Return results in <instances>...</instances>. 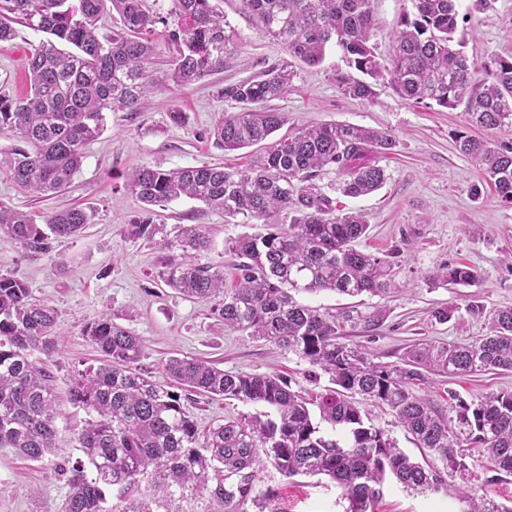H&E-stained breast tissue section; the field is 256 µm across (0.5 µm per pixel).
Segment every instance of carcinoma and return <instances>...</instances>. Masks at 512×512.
Returning a JSON list of instances; mask_svg holds the SVG:
<instances>
[{
  "label": "carcinoma",
  "mask_w": 512,
  "mask_h": 512,
  "mask_svg": "<svg viewBox=\"0 0 512 512\" xmlns=\"http://www.w3.org/2000/svg\"><path fill=\"white\" fill-rule=\"evenodd\" d=\"M0 0V42L14 38L12 24L47 34L27 58L30 91L23 98L0 95V172L38 196L60 192L79 171L84 148L104 130L108 112L140 111L141 99L189 87L224 68L236 34L224 17L223 0ZM260 33L281 44L288 59L262 74L220 90L237 111L222 113L208 130L215 147L236 151L267 140L288 115L267 103L288 94L296 65L316 67L329 46L348 71L333 79L347 98L370 101L380 83L405 101L444 108L465 105L472 122L487 130L512 124V55H495L477 72L457 49L458 0H412L414 12L396 23L393 54L382 59L372 44L373 0H242ZM120 20V32L99 35L104 14ZM167 49L168 68L157 75L155 59ZM459 151L494 186L497 201L512 207V145L456 134ZM396 138L362 126L333 123L298 128L269 143L263 156L240 169L201 165L165 170L140 166L125 188L141 202L127 237L159 250L157 277L192 299L222 296L216 313L224 327L276 344L329 376L335 388L312 402L272 372L224 371L201 359L171 358L170 379L200 395L222 396L265 410L227 418L201 433L181 395L138 368L142 339L110 316L84 326L96 364L74 372L69 402L85 413L76 437L87 464L65 476L68 493L60 512H108L107 495L122 507L113 512H171L181 502H208L203 512H274L271 490L255 494L257 470L270 463L283 477L323 476L336 484L344 512H374L385 487L435 492L467 471L465 444L479 449L491 471L512 475V392L455 402L445 415L415 388L431 375L512 371V307L486 310L471 303L466 313L485 318L488 332L472 344L421 342L398 362L374 361L351 343L343 328L371 339L381 310L358 306L322 311L299 302V293L330 291L384 296L394 286L392 263L355 243L369 224L362 213H338L316 183L336 174L340 194L358 198L384 187L380 162ZM235 218L267 226V232L225 243L239 258L234 287L224 270L201 262L214 241L202 224H157L153 207L181 197ZM95 210L68 207L37 222L30 212L0 202V239L29 254H48L58 239L79 235L94 223ZM478 275L448 264L431 276L444 287L471 285ZM58 313L32 297L26 281L0 271V448L42 461L56 455L57 398L32 358L58 352ZM369 406L387 407L418 448L443 462L425 466L376 426ZM464 512H512L494 500L462 494Z\"/></svg>",
  "instance_id": "obj_1"
}]
</instances>
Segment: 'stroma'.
<instances>
[{"instance_id":"obj_1","label":"stroma","mask_w":512,"mask_h":512,"mask_svg":"<svg viewBox=\"0 0 512 512\" xmlns=\"http://www.w3.org/2000/svg\"><path fill=\"white\" fill-rule=\"evenodd\" d=\"M224 15L234 27L237 47L224 59L223 70L182 91L145 97L139 119L122 112L106 116L104 132L84 149L82 165L66 189L42 198L32 197L7 175L0 174V202L39 216L70 206L94 209V224L80 235L56 242L52 252L29 257L16 245L0 241V271L11 270L24 279L35 298L49 301L58 312L59 352L44 368L58 396L59 452L55 461L34 462L13 450L0 448V512H59L68 492L54 465L82 459L75 435L84 414L68 401L73 371L94 358L83 334L87 323L117 316L144 343L142 370L166 383L164 365L171 357L213 361L218 368L241 373L279 372L293 390L305 395L330 388L328 375L313 372L297 356L273 343L225 328L209 302L184 298L156 278L157 249L145 240L127 238L125 226L139 202L124 187L133 169L150 165L164 169L217 165L244 167L262 153V146L225 152L217 149L207 131L222 112L232 111L218 91L225 84L258 75L285 56L281 44L259 34L241 0H224ZM411 0H374L377 26L372 41L380 57L393 49L398 17L411 11ZM466 20L459 28L470 62L482 64L490 56L512 54V0H487L474 9L473 0H460ZM15 39L0 43V92L27 94L26 56L40 36L17 26ZM345 63L336 49H328L321 66L298 69L288 95L272 100V108L287 113L281 132L325 123H348L392 134L395 151L383 159L389 179L371 195L337 196V207L364 213L369 224L359 250L393 261L397 292L386 297H345L331 292L302 294L301 303L324 310L354 304L380 309L385 320L367 348L375 360L394 362L419 341L471 343L487 331L484 321L466 315L468 304L512 307V208L499 205L490 187L481 183L474 163L455 144L456 132L512 142V126L486 130L472 124L464 107H425L402 100L389 84H379L372 100L343 96L331 76ZM187 113L186 127L170 124L172 110ZM162 224H202L215 248L206 262L222 266L225 287H233L237 259L224 250L227 239L262 232V224L232 219L207 209L201 202L181 199L157 209ZM473 268L477 281L470 286L442 288L432 283L433 271L445 264ZM456 306L462 316L440 324L433 309ZM464 398L512 391V372L436 376L421 394L439 410H448V393ZM182 402L200 430L224 419L257 413L254 404L221 397L206 398L186 391ZM465 462L468 480L452 478L445 490L416 493L398 484L384 491L376 512H462L459 490L469 487L503 505L512 504V476L493 479L485 457L470 449ZM277 489V512H343L345 503L336 485L325 478L299 477L290 481L270 464L257 474L256 489Z\"/></svg>"}]
</instances>
